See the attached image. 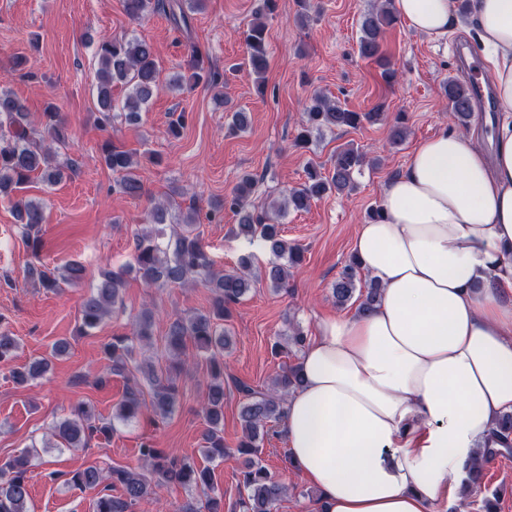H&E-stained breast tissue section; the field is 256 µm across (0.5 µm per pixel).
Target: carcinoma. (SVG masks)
Masks as SVG:
<instances>
[{"label":"carcinoma","mask_w":512,"mask_h":512,"mask_svg":"<svg viewBox=\"0 0 512 512\" xmlns=\"http://www.w3.org/2000/svg\"><path fill=\"white\" fill-rule=\"evenodd\" d=\"M205 0H170L166 16L173 27L190 33L189 17L184 6L200 11ZM124 13L132 21H138L160 8V0H122ZM398 17L391 8L390 0H382L377 6L368 8L360 17L358 52L361 57L375 61L381 68L386 83L396 79L397 71L385 56L382 46L389 27ZM248 50V63L255 75L256 90L266 91L265 73L268 66V44L265 25L252 22L244 32ZM189 68L191 74L173 81L180 87L194 86L205 80H216L209 59L198 47L190 45ZM97 69L95 87L97 93L99 121L106 126L112 122L114 113L121 112L128 121H136L140 112L162 86L153 49L149 43L136 36L122 39L102 37L95 48ZM124 89L122 98L114 97L113 90ZM444 93L451 105L452 117L457 125L465 127L472 113V93L468 86L450 81L444 85ZM29 110L25 102L10 91L0 92V195L10 196L37 175L55 185L64 177V171L53 168L52 146H67L69 128L61 117L59 107L48 104L42 112L43 134L34 136L28 122ZM383 118L382 107L370 112H354L326 95L317 92L305 112L295 146L310 149L314 139L324 132H335L348 128L356 129L363 123H374ZM101 162L118 176L116 189L127 196L139 197L144 193L143 183L136 172L134 156L106 142L100 147ZM366 154L357 146L348 144L336 152L329 170L312 162L305 168V180L298 186L280 192L269 205L256 207L251 196L259 179L245 173L233 191L224 200L213 204L211 217L228 210L238 217L233 233L250 242L259 241L268 250L271 259L265 274L253 272V255L239 258L238 268L217 272L200 242L194 235L195 213L190 211L182 217V224L172 232L166 226L172 222L168 207L155 202L148 209L145 224L134 230V265L131 268L106 270L101 273L97 285L85 297L81 308L80 333L98 327L122 303L121 293L125 276L134 270L147 287L182 285L187 280L197 279L210 288L212 302L209 310L188 316L174 317L161 345L153 342L151 317L144 315L135 321L131 335L114 336L103 344V353L111 362L110 373L125 376L132 371L134 344L153 350L149 365L140 370L141 377L126 386L122 400L112 417L96 416L84 404L74 406L70 413L51 424V434L65 448H85L94 437L108 438L116 430V424L127 423L148 410L154 420L164 422L175 409L180 391L176 384L177 369L187 344H192L206 354L207 372L210 382L202 405V414L207 425L203 435L202 454L213 463L224 460L228 449L224 447V350L231 343V333L224 328V319L230 317L232 306L238 304L253 288L264 280L275 293L288 291L290 269L303 261L302 248L286 239L280 220L289 211L302 212L310 208L313 201L336 192L349 193L356 188V176L368 165ZM17 221L27 231L45 223L43 205L35 200L20 197L13 202ZM363 270L357 259L344 266L331 286V296L338 307L346 306L352 299L359 300L357 314L371 312L380 297L378 283L362 276ZM47 291L59 288L60 281L72 284L84 277V268L75 262L61 268L30 269ZM18 350V342L8 330L0 328V364L11 360ZM48 370V361L35 360L28 365L10 370L17 384H25L40 378ZM299 364L289 365L275 375L267 391L259 392L245 385L237 390L246 398L240 410L243 436L237 451L246 456L242 471L244 494L234 505L238 512H272L273 507L286 495L287 487L256 459L259 448L268 435V425L279 422L285 415L288 394L301 385ZM494 448L480 451L476 463L468 470L464 492L471 493L481 487L485 464L496 456L512 454V412L501 414L492 430ZM38 453L36 445L24 449L6 462H0V512H31L28 470L30 457ZM143 471L126 467H111L103 471L96 465L77 470L66 479V484L75 488L101 487V495L95 502L94 512H132L139 501L155 494V489L166 484H178L194 489L204 498L203 509L191 504L178 512H224V499L217 491L213 471L202 467L191 458H169L152 443L145 441L139 448ZM121 489V495L111 491Z\"/></svg>","instance_id":"cac0c4a2"}]
</instances>
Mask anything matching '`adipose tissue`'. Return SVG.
<instances>
[{
  "label": "adipose tissue",
  "instance_id": "ef3b65f1",
  "mask_svg": "<svg viewBox=\"0 0 512 512\" xmlns=\"http://www.w3.org/2000/svg\"><path fill=\"white\" fill-rule=\"evenodd\" d=\"M434 40L455 0H391ZM496 105L492 150L444 131L382 190L353 251L381 288L317 324L284 433L315 512H447L452 480L512 412V0H472Z\"/></svg>",
  "mask_w": 512,
  "mask_h": 512
}]
</instances>
